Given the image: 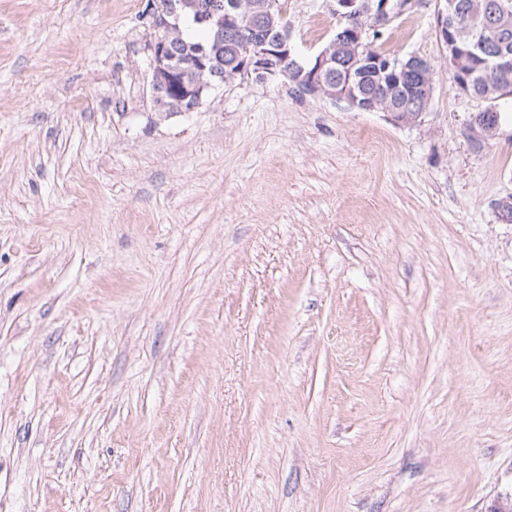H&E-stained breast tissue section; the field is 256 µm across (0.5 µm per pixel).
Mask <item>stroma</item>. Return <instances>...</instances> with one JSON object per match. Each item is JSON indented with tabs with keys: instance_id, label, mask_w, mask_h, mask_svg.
<instances>
[{
	"instance_id": "35a3bbf8",
	"label": "stroma",
	"mask_w": 512,
	"mask_h": 512,
	"mask_svg": "<svg viewBox=\"0 0 512 512\" xmlns=\"http://www.w3.org/2000/svg\"><path fill=\"white\" fill-rule=\"evenodd\" d=\"M147 0H0V512H491L512 499V97L443 0L379 51L420 125L244 77L157 111ZM335 0H286L303 59ZM460 1H444V7L439 9L437 14V32L448 50V66L453 88L458 94L491 104L485 112L472 113L467 124L473 138L488 141L495 137L499 128L496 103L512 94V56L497 50V45L502 41L501 32L508 25L509 17L506 50L512 54V0H480L482 3L507 1L510 5V16L502 4H484L483 10L479 5L476 8L477 18L474 19L478 25L475 27L457 22L459 16V22H471V17L466 12L460 14L464 4L472 3L473 0ZM477 52L492 59L495 71L510 70L509 73L502 74L493 72L487 65H483V72L494 75L507 93L488 82L481 84L480 81L476 84L474 76L477 71Z\"/></svg>"
}]
</instances>
